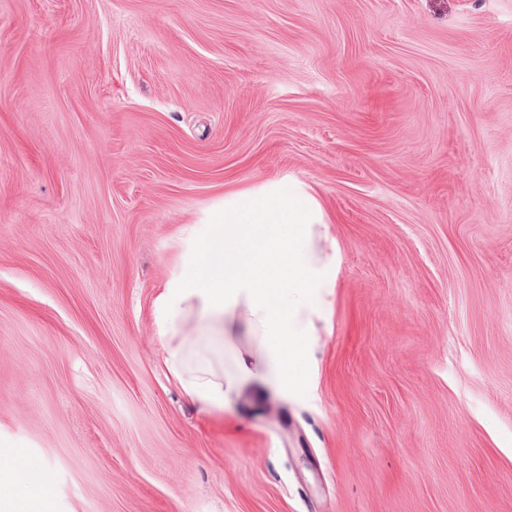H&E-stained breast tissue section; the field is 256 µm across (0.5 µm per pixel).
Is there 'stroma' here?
Here are the masks:
<instances>
[{"label": "stroma", "instance_id": "1", "mask_svg": "<svg viewBox=\"0 0 512 512\" xmlns=\"http://www.w3.org/2000/svg\"><path fill=\"white\" fill-rule=\"evenodd\" d=\"M288 176L309 382L212 413L153 300ZM0 448L53 512H512V0H0Z\"/></svg>", "mask_w": 512, "mask_h": 512}]
</instances>
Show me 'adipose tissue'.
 Segmentation results:
<instances>
[{"label":"adipose tissue","mask_w":512,"mask_h":512,"mask_svg":"<svg viewBox=\"0 0 512 512\" xmlns=\"http://www.w3.org/2000/svg\"><path fill=\"white\" fill-rule=\"evenodd\" d=\"M210 222L154 301L169 378L216 412L249 384L301 390L314 321L335 285L317 195L306 183L272 180L225 196ZM227 350L228 368L219 362ZM0 512H50L45 485L14 449H0Z\"/></svg>","instance_id":"1"}]
</instances>
